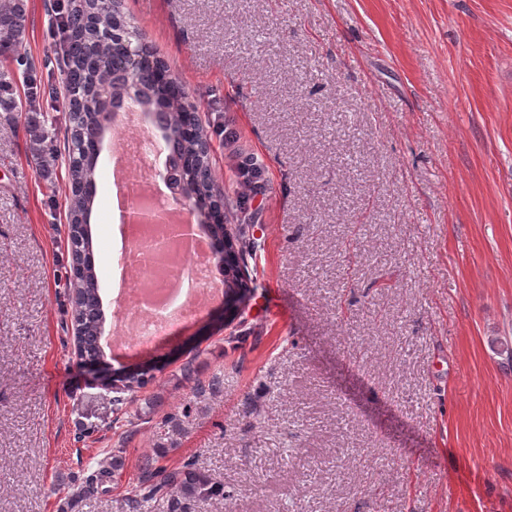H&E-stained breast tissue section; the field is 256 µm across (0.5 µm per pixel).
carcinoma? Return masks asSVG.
<instances>
[{
    "label": "carcinoma",
    "mask_w": 512,
    "mask_h": 512,
    "mask_svg": "<svg viewBox=\"0 0 512 512\" xmlns=\"http://www.w3.org/2000/svg\"><path fill=\"white\" fill-rule=\"evenodd\" d=\"M55 22L63 35L57 61L64 75L63 87L69 92L64 97L69 122V134L64 137L65 179L71 188L66 238L70 266L80 263L85 268L77 281L66 276L65 288L71 298L74 329L89 338L106 322L98 272L83 238L95 203L98 171L89 163L71 161V156L78 155L83 145L102 141L110 130L101 111L102 93H108L116 107L127 99L147 113L166 116L162 140L181 161L175 181L183 183L196 197L205 223L212 220V212L224 208V196L215 193L213 178L209 177L213 173L212 158L201 148V141L208 140L203 123H198L195 134L184 128L182 114L189 104L177 92L175 80H154V71L162 63L152 53L140 55L138 61L129 60L127 37L122 33L125 20L115 0H79ZM26 35L24 0H0V112L10 118L23 110H37L40 98L57 94V89L42 85L38 79L35 63L25 48ZM18 84L23 95L16 98L9 91ZM250 291L248 281L237 279L224 299L235 307ZM125 454L126 449L117 448L99 460L97 468L68 496L62 512H70L86 499L111 494L123 470ZM138 467L137 481L128 486L122 498L129 512H194L198 504L214 497H230L191 460L170 468L154 457L144 456Z\"/></svg>",
    "instance_id": "obj_1"
}]
</instances>
